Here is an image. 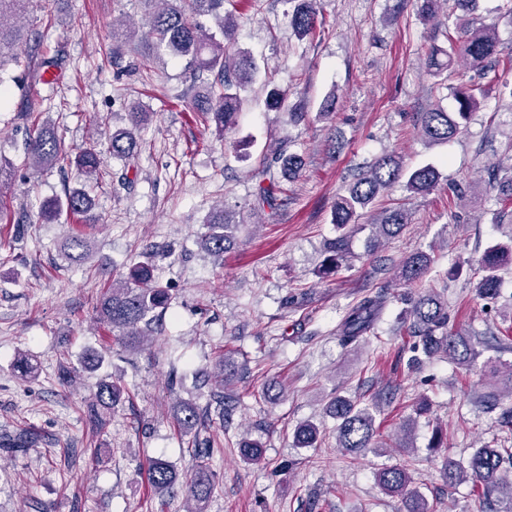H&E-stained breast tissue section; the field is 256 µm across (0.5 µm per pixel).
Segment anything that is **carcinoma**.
Instances as JSON below:
<instances>
[{"instance_id":"1","label":"carcinoma","mask_w":512,"mask_h":512,"mask_svg":"<svg viewBox=\"0 0 512 512\" xmlns=\"http://www.w3.org/2000/svg\"><path fill=\"white\" fill-rule=\"evenodd\" d=\"M157 5L147 20L148 31L142 37L136 29L125 23L112 26V54L121 53V47L140 37L149 51L142 54V65L164 55L187 61L190 71L193 112L214 127L215 135L222 139L224 131L235 126L241 107V91L253 81L256 65L250 54L236 47L234 13L224 9L225 0H145ZM292 5L287 12L288 24L294 35L303 40L321 33L318 24L317 0H285ZM419 16L429 21L446 5V0H417ZM30 0H0V72L11 67L29 82H40L48 68L59 66L55 57L40 58V52H25L22 46L28 41V30L22 19L26 16ZM511 55L499 40L495 23L479 26L460 16L452 31L448 32V47L431 46L426 54L425 65L429 74L440 77L454 67L464 64L470 70L484 76L498 69L503 55ZM485 94L482 84L464 83L456 90L458 111L450 112L438 105L421 113L423 136L431 143H444L464 129L479 101ZM128 126L112 130L109 137L112 158L122 162L121 184L130 187L134 179L129 172L138 170L141 152L137 138L139 129L150 121L151 113L146 106L136 102L127 113ZM25 159L35 170L51 168L68 162L78 175L88 181L100 172L101 157L95 147L80 150L69 158L50 124L37 126L36 134L26 142ZM304 165L299 154L282 150L267 166L268 184L259 188L251 210H274L278 194L284 185L294 178ZM493 180L504 189L503 196L512 200V165L492 169ZM406 180L409 195L428 193L439 179L437 170L426 165L405 173L400 158L385 154L363 167L339 195L333 209L332 223L341 233L325 244L326 261L323 274H330L342 267L349 253V232L346 228L355 224L359 217L387 189ZM95 199L86 185L68 189L62 196H54L41 202L40 217L45 223L57 221L62 214L76 216L84 224L97 223L93 215ZM409 223L405 205L385 209L373 236L390 239L400 234ZM205 232L200 239L201 249L216 261H224V253L235 244L238 223L224 209L213 210L204 221ZM66 259L82 263L89 255L90 242L80 235H71L61 247ZM512 263V244H496L483 253L479 261L474 295L484 300H494L499 294L502 268ZM431 264V257L423 252L415 253L402 261L401 278L412 284L418 281ZM173 300L171 289L154 278L149 262L139 263L122 277L112 280L95 302L98 319L112 327L114 340L131 351H143L153 342L157 317L169 308ZM409 305L410 330L418 338L413 351L427 356L443 354L458 365H468L476 358L469 336L448 330V304L440 296L430 292H418L405 298ZM385 300L380 295L366 296L352 305L337 328L339 342L344 347L358 346L360 339L369 332L379 319ZM15 369L21 378L31 379L36 374V364L26 354L18 355ZM236 373L234 361L221 357L214 365V387L208 405L215 406L220 417L230 415V398L224 389L231 384L230 375ZM125 388L118 381L104 382L94 393L87 407L89 420L94 426L104 425L102 412L113 410L125 400ZM328 416L336 421V446L348 454L358 456L371 448L376 436L375 417L368 407L356 400L335 394L327 403ZM177 426L184 433L196 428L200 420L199 406L184 403L174 416ZM320 434L319 427L306 421L293 430L297 448H314ZM244 461L259 465L264 460L263 446L258 442H245L239 446ZM512 465V448L482 446L470 456L467 465L450 458L444 460L448 486L460 481L472 480L482 485L485 498L498 497L512 502V481L504 476L505 465ZM155 493L164 496L174 492L178 475L168 462L153 461L149 473ZM412 482L410 463L385 468L379 473V483L385 493L401 497L403 512H431L425 496L410 491ZM187 499L191 503L188 512H207V503L213 484L211 475L202 467L197 468L185 483Z\"/></svg>"}]
</instances>
